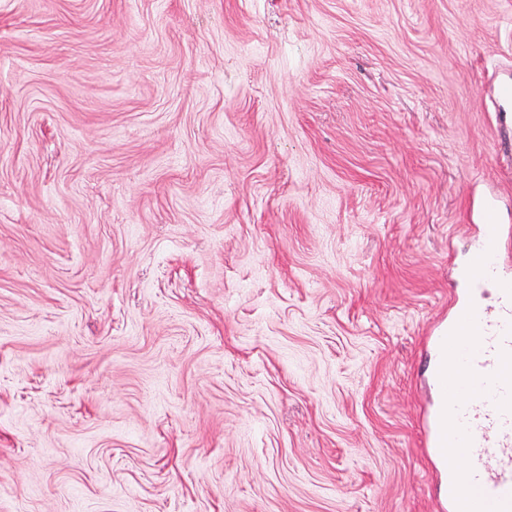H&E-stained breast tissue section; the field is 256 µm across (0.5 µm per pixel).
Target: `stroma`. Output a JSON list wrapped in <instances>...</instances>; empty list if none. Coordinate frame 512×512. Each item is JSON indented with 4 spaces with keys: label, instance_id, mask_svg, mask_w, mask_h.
<instances>
[{
    "label": "stroma",
    "instance_id": "1",
    "mask_svg": "<svg viewBox=\"0 0 512 512\" xmlns=\"http://www.w3.org/2000/svg\"><path fill=\"white\" fill-rule=\"evenodd\" d=\"M506 67L512 0H0V512H438Z\"/></svg>",
    "mask_w": 512,
    "mask_h": 512
}]
</instances>
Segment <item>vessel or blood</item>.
<instances>
[{"mask_svg":"<svg viewBox=\"0 0 512 512\" xmlns=\"http://www.w3.org/2000/svg\"><path fill=\"white\" fill-rule=\"evenodd\" d=\"M503 242L502 225H485L434 338L429 380L438 400L426 428L442 476V512H512V274L498 257ZM488 292L489 306L482 302ZM473 327L480 346L461 350ZM452 454L458 464H449Z\"/></svg>","mask_w":512,"mask_h":512,"instance_id":"1","label":"vessel or blood"}]
</instances>
